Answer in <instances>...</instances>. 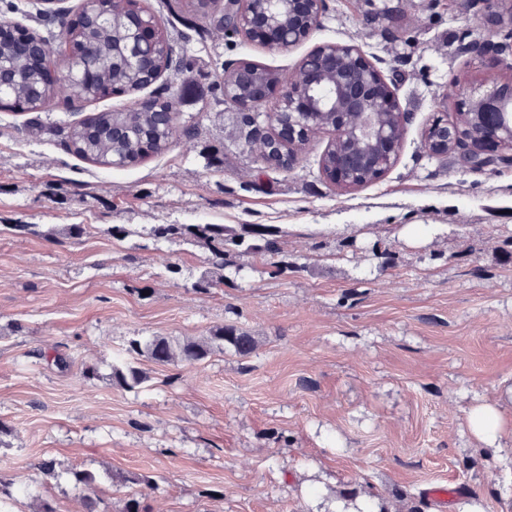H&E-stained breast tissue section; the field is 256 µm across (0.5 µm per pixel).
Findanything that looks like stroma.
I'll return each mask as SVG.
<instances>
[{
    "label": "stroma",
    "mask_w": 512,
    "mask_h": 512,
    "mask_svg": "<svg viewBox=\"0 0 512 512\" xmlns=\"http://www.w3.org/2000/svg\"><path fill=\"white\" fill-rule=\"evenodd\" d=\"M142 5L183 32L193 65L137 95L57 99L41 119L77 122L176 85L175 123L195 126V139L108 168L33 136V113L0 108V472L27 490L11 512L43 500L84 512L79 470L98 475L97 512L124 506L115 473L151 480L143 512H318L320 498L342 493L379 498L387 512H440L425 490L454 482L470 491L448 512L474 500L512 512V463L467 423L471 406L489 403L512 436V166L465 171L422 140L434 115L456 111L449 79L478 74L467 43L503 33H481L475 14H449L444 0H329L310 39L278 54L218 38L207 18L159 0ZM81 6L59 0L38 25L37 0H0V20L43 34ZM325 41L358 45L386 74L402 65L396 97L412 114L394 166L343 193L320 170L327 136L289 169L257 161L221 84L226 60L285 75ZM211 153L223 166L207 165ZM24 224L86 232L59 244ZM155 224H263L279 230L280 251L241 258L222 287L199 292L209 252L150 239ZM225 324L256 336L251 357L142 359V387L113 386L130 339L199 338ZM89 368L99 378L87 383Z\"/></svg>",
    "instance_id": "35a3bbf8"
}]
</instances>
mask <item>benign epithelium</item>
I'll use <instances>...</instances> for the list:
<instances>
[{
	"label": "benign epithelium",
	"instance_id": "benign-epithelium-1",
	"mask_svg": "<svg viewBox=\"0 0 512 512\" xmlns=\"http://www.w3.org/2000/svg\"><path fill=\"white\" fill-rule=\"evenodd\" d=\"M230 16L235 35L269 52H288L309 39L327 11V0H231ZM461 16L479 8L484 26L490 29L512 21V0H452ZM112 23L129 36L123 47L124 66L149 69L153 57L143 53L145 45H157L156 18L127 9L112 16ZM31 67L42 71L49 82L59 81L58 71L47 67L45 52L32 48L28 32L10 28ZM469 53L480 59L487 76L468 87L448 82L446 96L458 102L459 121L434 120L430 128H442V138L424 137L430 154L453 149L459 160L477 158L468 169L484 170L512 164V71L503 55L509 46L473 39ZM277 97L270 112L259 108L272 92ZM224 99L238 111L256 113L259 130L254 144L260 160L272 165L262 150L275 140L284 151L281 160H293L288 150L306 148L318 136L329 140L323 153L322 172L341 192L376 181L370 169L373 158L382 155L388 165L397 159L406 126L412 115L395 101L392 83L353 44L326 42L305 55L284 76L244 58L224 63Z\"/></svg>",
	"mask_w": 512,
	"mask_h": 512
}]
</instances>
